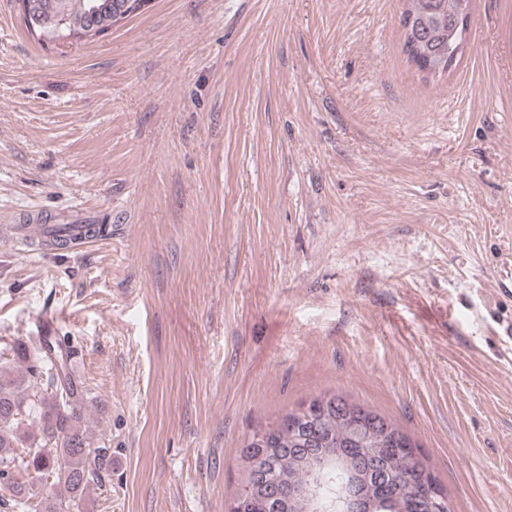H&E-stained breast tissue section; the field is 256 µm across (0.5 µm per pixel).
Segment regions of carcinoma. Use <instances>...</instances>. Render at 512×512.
<instances>
[{"mask_svg":"<svg viewBox=\"0 0 512 512\" xmlns=\"http://www.w3.org/2000/svg\"><path fill=\"white\" fill-rule=\"evenodd\" d=\"M472 0H406L401 15L403 50L424 78L440 77L448 57L467 41ZM46 18L66 13L63 33L77 41L95 38L83 5L86 0H34ZM0 360V512H71L104 487L112 451L95 445L84 421L88 390L73 367L78 354L69 336L48 337L34 348L23 342ZM40 389L38 399L27 396ZM317 414L305 407L256 426L240 448L238 492L247 496L243 512H330L343 491H362L364 512H431L425 487L437 484L427 460L410 436L366 405L357 423L340 414L350 404L336 394ZM53 478L62 488L32 504V474ZM317 498L297 494L307 485Z\"/></svg>","mask_w":512,"mask_h":512,"instance_id":"obj_1","label":"carcinoma"}]
</instances>
